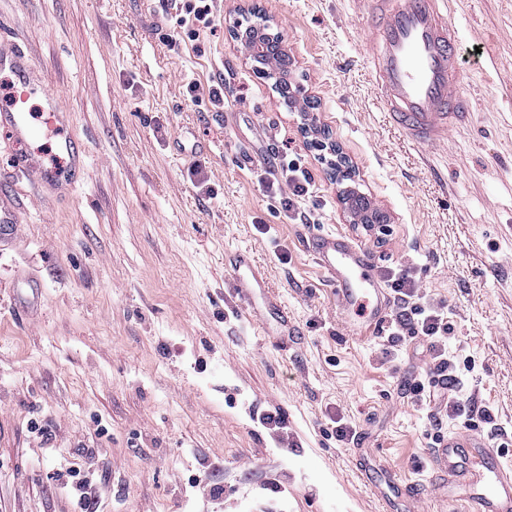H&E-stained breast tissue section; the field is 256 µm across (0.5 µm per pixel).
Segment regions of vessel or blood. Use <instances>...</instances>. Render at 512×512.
I'll return each instance as SVG.
<instances>
[{
  "label": "vessel or blood",
  "instance_id": "obj_1",
  "mask_svg": "<svg viewBox=\"0 0 512 512\" xmlns=\"http://www.w3.org/2000/svg\"><path fill=\"white\" fill-rule=\"evenodd\" d=\"M374 50L367 65L380 90L379 105L402 135L417 146H434L463 124L471 110L459 93L462 65L460 36L449 22L447 0H370ZM17 77L10 104L0 109V136L16 144L58 138L62 167L46 166L40 150L17 159L18 169L37 174L48 194L71 195L85 166L79 145L60 138L71 113L62 111L46 92L28 55L0 52V68ZM42 98L40 113L31 103ZM19 224L13 201L0 192V244ZM309 251L336 292L344 329L363 339L382 330L391 297L370 253L338 233L314 236ZM266 283L249 255H240L232 290L248 298ZM446 475L442 486L449 497H462L468 512H512V466L499 460L477 438L450 436L437 451Z\"/></svg>",
  "mask_w": 512,
  "mask_h": 512
}]
</instances>
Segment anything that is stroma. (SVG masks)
<instances>
[{
  "instance_id": "obj_1",
  "label": "stroma",
  "mask_w": 512,
  "mask_h": 512,
  "mask_svg": "<svg viewBox=\"0 0 512 512\" xmlns=\"http://www.w3.org/2000/svg\"><path fill=\"white\" fill-rule=\"evenodd\" d=\"M448 2L473 110L446 144L419 148L377 107L364 0H215L211 28L175 50L174 0H0V48L41 67L88 156L76 194L56 198L0 137V188L20 218L0 249V512H77L62 475L80 446L99 451L98 512H390L363 457L413 486L411 512H466L435 494L428 440L462 426L435 422L438 402L410 389L427 343L347 335L305 248L334 232L378 266L408 265L447 307L449 351L475 362L461 396L494 417L473 434L499 425L512 462V0ZM256 9L284 36L292 104L229 34ZM219 79L216 108L206 87ZM310 102L358 192L389 215L380 229L351 223L300 129ZM286 158L314 177L311 223L265 187ZM238 249L287 309V342L232 294L224 258ZM336 421L356 440L327 437Z\"/></svg>"
}]
</instances>
